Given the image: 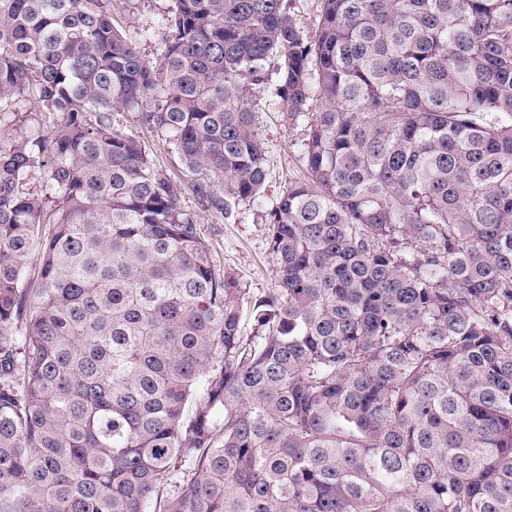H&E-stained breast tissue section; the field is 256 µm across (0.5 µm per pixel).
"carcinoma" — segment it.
I'll return each instance as SVG.
<instances>
[{
  "instance_id": "obj_1",
  "label": "carcinoma",
  "mask_w": 512,
  "mask_h": 512,
  "mask_svg": "<svg viewBox=\"0 0 512 512\" xmlns=\"http://www.w3.org/2000/svg\"><path fill=\"white\" fill-rule=\"evenodd\" d=\"M321 2L165 0L150 61L112 0H0V112L59 116L0 145V512H512V0ZM271 63L306 175L250 301L112 112L222 216ZM290 15L295 24L305 34L313 35L321 14L320 0H291Z\"/></svg>"
}]
</instances>
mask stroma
Returning a JSON list of instances; mask_svg holds the SVG:
<instances>
[{
    "mask_svg": "<svg viewBox=\"0 0 512 512\" xmlns=\"http://www.w3.org/2000/svg\"><path fill=\"white\" fill-rule=\"evenodd\" d=\"M163 0H112L113 14L127 37L139 48L142 56L153 59L159 52V38L143 39L144 29L156 26ZM254 124L268 150V175L261 202H243L227 218L215 217L202 210L183 173L175 147L165 137L138 125L134 113H113L114 123L132 130L149 157L172 180L182 187L180 202L194 213L202 233L215 252L220 268L231 270L239 279L249 298L264 296L273 288L277 266L269 253L265 215L281 197L289 183L303 175L300 144L305 137L306 122H291L273 96L272 85L255 87Z\"/></svg>",
    "mask_w": 512,
    "mask_h": 512,
    "instance_id": "obj_1",
    "label": "stroma"
}]
</instances>
